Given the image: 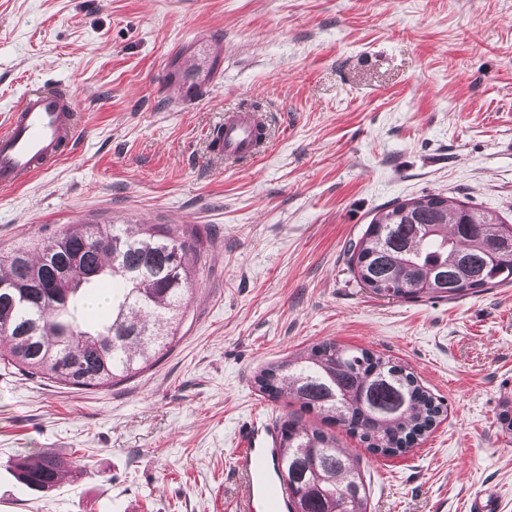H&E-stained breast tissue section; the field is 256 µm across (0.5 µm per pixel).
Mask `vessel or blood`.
I'll list each match as a JSON object with an SVG mask.
<instances>
[{
  "instance_id": "b4317fda",
  "label": "vessel or blood",
  "mask_w": 512,
  "mask_h": 512,
  "mask_svg": "<svg viewBox=\"0 0 512 512\" xmlns=\"http://www.w3.org/2000/svg\"><path fill=\"white\" fill-rule=\"evenodd\" d=\"M260 117L253 112H229L217 132L214 150L228 161L241 162L257 150ZM75 100L63 87L34 89L14 110L0 131V185L12 186L47 161L61 157L77 137ZM275 432L266 423H252L234 456V469L248 485L250 502L263 512H288V492L277 475Z\"/></svg>"
}]
</instances>
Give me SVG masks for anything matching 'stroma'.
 I'll list each match as a JSON object with an SVG mask.
<instances>
[{
  "label": "stroma",
  "instance_id": "1",
  "mask_svg": "<svg viewBox=\"0 0 512 512\" xmlns=\"http://www.w3.org/2000/svg\"><path fill=\"white\" fill-rule=\"evenodd\" d=\"M202 82L195 99L180 83ZM76 95L71 151L0 187V251L69 224H195L207 237L170 350L78 391L0 365V512H241L243 423L320 425L262 367L326 339L412 372L441 422L360 467L369 512H512V284L458 299L369 293L349 248L393 202L441 193L512 224V0H0V130L32 88ZM259 104L266 150H207ZM83 457L37 493L18 454Z\"/></svg>",
  "mask_w": 512,
  "mask_h": 512
}]
</instances>
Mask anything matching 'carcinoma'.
I'll return each mask as SVG.
<instances>
[{
    "label": "carcinoma",
    "instance_id": "obj_1",
    "mask_svg": "<svg viewBox=\"0 0 512 512\" xmlns=\"http://www.w3.org/2000/svg\"><path fill=\"white\" fill-rule=\"evenodd\" d=\"M204 250L191 224H71L0 254V344L8 345V365L78 389L111 387L147 370L177 337ZM350 264L379 296L456 299L512 283V225L427 193L376 214L352 245ZM105 285L112 286L110 316L88 323L82 310ZM254 385L343 425L382 456L405 453L442 416L402 366L333 340L299 361L261 368ZM277 448L289 512H368L364 477L335 435L287 418ZM64 466L49 449L15 461L18 480L36 492L54 488Z\"/></svg>",
    "mask_w": 512,
    "mask_h": 512
}]
</instances>
